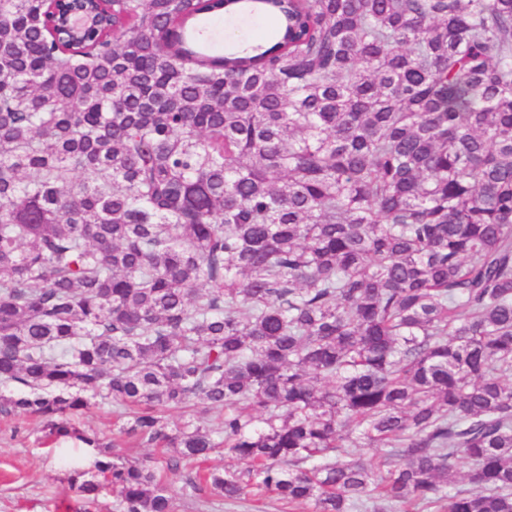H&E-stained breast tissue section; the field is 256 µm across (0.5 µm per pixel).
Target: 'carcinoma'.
<instances>
[{
  "instance_id": "1",
  "label": "carcinoma",
  "mask_w": 512,
  "mask_h": 512,
  "mask_svg": "<svg viewBox=\"0 0 512 512\" xmlns=\"http://www.w3.org/2000/svg\"><path fill=\"white\" fill-rule=\"evenodd\" d=\"M69 7L0 0V411L116 512H512V0ZM242 13L277 40L191 34ZM77 426L90 434L95 433L103 442L112 441L117 433L113 407L110 403L99 404L74 416ZM177 510V512H312L309 511L311 506L308 504L288 505L270 497L260 501L248 498L228 505L224 501H212L208 494L198 499L186 497L180 499Z\"/></svg>"
}]
</instances>
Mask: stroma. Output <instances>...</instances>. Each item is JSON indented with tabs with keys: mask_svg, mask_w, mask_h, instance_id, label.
Returning <instances> with one entry per match:
<instances>
[{
	"mask_svg": "<svg viewBox=\"0 0 512 512\" xmlns=\"http://www.w3.org/2000/svg\"><path fill=\"white\" fill-rule=\"evenodd\" d=\"M213 51H223L229 34L241 42L266 36L255 17L227 15L201 20ZM94 452L77 440L48 439L38 421L0 415V512H115L111 491L91 502L72 490L68 478L92 468ZM306 504L288 505L266 497L228 505L206 498H182L178 512H309Z\"/></svg>",
	"mask_w": 512,
	"mask_h": 512,
	"instance_id": "1",
	"label": "stroma"
}]
</instances>
